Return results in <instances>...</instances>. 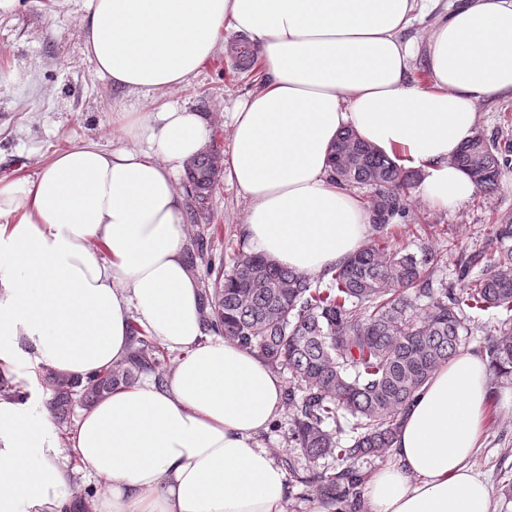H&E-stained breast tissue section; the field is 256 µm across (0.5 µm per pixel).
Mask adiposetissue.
<instances>
[{
  "mask_svg": "<svg viewBox=\"0 0 512 512\" xmlns=\"http://www.w3.org/2000/svg\"><path fill=\"white\" fill-rule=\"evenodd\" d=\"M428 0H87L84 49L114 87L148 98L189 82L223 28L258 49L267 78L235 108L225 170L248 201L256 253L320 273L365 244L372 215L332 178L350 128L448 207L475 185L452 157L479 103L512 98V0H458L424 43L406 31ZM422 57L425 80L413 75ZM147 149L58 152L30 179L0 178V368L33 359L62 374L110 369L131 324L176 355L163 386L129 385L84 411L60 444L48 414L0 397V512H65L70 459L106 491L94 512H282L283 468L259 443L283 382L256 350L209 341L183 249L176 186L207 142L187 104L116 105ZM485 362L439 368L401 417L393 467L365 487L368 512H490L466 462L484 435Z\"/></svg>",
  "mask_w": 512,
  "mask_h": 512,
  "instance_id": "1",
  "label": "adipose tissue"
}]
</instances>
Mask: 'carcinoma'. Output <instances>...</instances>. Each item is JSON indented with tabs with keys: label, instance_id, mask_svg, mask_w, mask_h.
I'll list each match as a JSON object with an SVG mask.
<instances>
[{
	"label": "carcinoma",
	"instance_id": "obj_1",
	"mask_svg": "<svg viewBox=\"0 0 512 512\" xmlns=\"http://www.w3.org/2000/svg\"><path fill=\"white\" fill-rule=\"evenodd\" d=\"M237 66H255L242 41ZM512 140L503 130L478 128L451 162L484 194L496 192L512 165ZM334 180L376 192L371 211L378 236L342 265L314 278L258 254L233 259L227 270L205 264L202 303L208 327L261 353L274 370L290 374L286 405L295 413L293 435L312 462H338L313 473L317 498L344 503L357 496L364 477L355 464L390 452L400 417L438 367L471 341L488 358L492 385L512 381V318L483 320L491 308L512 312V213L488 225L486 245L457 258L456 280L434 287L430 266L438 255L421 256L392 247L381 235L405 213L408 191L419 174L397 165L347 130L332 147ZM222 173L220 155L207 151L187 167L191 211L205 209ZM482 266V272L473 269ZM128 359L92 377L50 373L54 418L71 427L74 406H91L133 384L161 365L164 352L131 325ZM350 434L343 442V434Z\"/></svg>",
	"mask_w": 512,
	"mask_h": 512
}]
</instances>
